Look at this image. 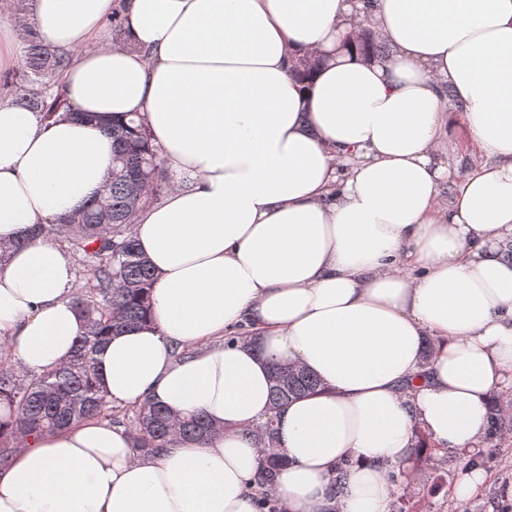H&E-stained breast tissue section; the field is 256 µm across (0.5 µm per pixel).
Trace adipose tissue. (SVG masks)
Wrapping results in <instances>:
<instances>
[{"instance_id":"ef3b65f1","label":"adipose tissue","mask_w":512,"mask_h":512,"mask_svg":"<svg viewBox=\"0 0 512 512\" xmlns=\"http://www.w3.org/2000/svg\"><path fill=\"white\" fill-rule=\"evenodd\" d=\"M112 6L31 0L34 31L83 52L70 114L0 102V242L29 239L0 268V337L36 373L73 350L71 260L29 232L102 188L108 126L141 113L183 181L136 220L152 320L102 345L98 376L111 403L224 433L137 459L83 422L0 468V512H258L243 429L269 414V352L322 383L279 417L288 512H391L416 431L474 448L512 386V0H125L127 46L89 49ZM365 26L389 54L361 52ZM306 56L324 62L300 79ZM460 130L486 159L462 175ZM246 316L264 352L228 341Z\"/></svg>"}]
</instances>
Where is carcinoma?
Listing matches in <instances>:
<instances>
[{
    "instance_id": "obj_1",
    "label": "carcinoma",
    "mask_w": 512,
    "mask_h": 512,
    "mask_svg": "<svg viewBox=\"0 0 512 512\" xmlns=\"http://www.w3.org/2000/svg\"><path fill=\"white\" fill-rule=\"evenodd\" d=\"M73 60L74 53L69 50L28 39L20 67L0 76V94L6 93L15 105L42 112L48 119L68 112L67 99L57 88ZM110 135L112 173L104 191L59 220L34 229L85 267L70 294L84 328L73 354L39 373L25 370L10 343L0 340V460L87 420L123 428L137 458L158 453L176 438L206 440L223 431L200 414L174 413L157 403L115 406L100 386L95 366L99 348L122 328L150 321L156 276L137 247L133 226L138 213L172 187L165 161L151 144L150 131L138 113L112 123ZM268 359L272 368L271 414L243 433L264 454L254 481L259 512H288L273 490L275 474L285 463L277 448V414L294 400L316 392L320 381L274 354ZM504 421L502 410L494 407L486 439H496Z\"/></svg>"
}]
</instances>
